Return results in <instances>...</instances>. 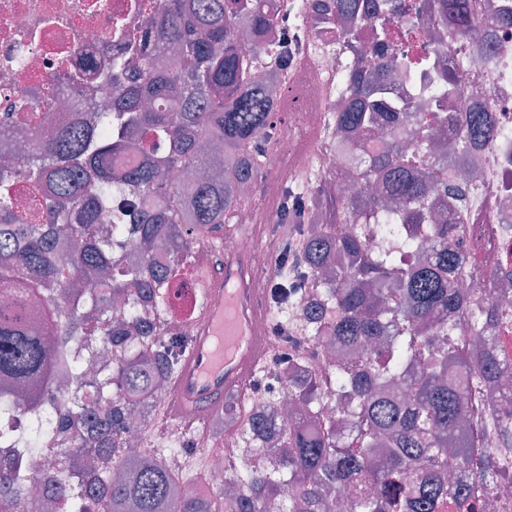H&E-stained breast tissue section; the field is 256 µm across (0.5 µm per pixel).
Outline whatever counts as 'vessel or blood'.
<instances>
[{
  "instance_id": "vessel-or-blood-1",
  "label": "vessel or blood",
  "mask_w": 512,
  "mask_h": 512,
  "mask_svg": "<svg viewBox=\"0 0 512 512\" xmlns=\"http://www.w3.org/2000/svg\"><path fill=\"white\" fill-rule=\"evenodd\" d=\"M252 265L232 246L220 252V268L204 291L184 360L171 380L165 416L184 426L236 400L243 382L255 381L271 342L254 324L269 310L267 298L244 285Z\"/></svg>"
}]
</instances>
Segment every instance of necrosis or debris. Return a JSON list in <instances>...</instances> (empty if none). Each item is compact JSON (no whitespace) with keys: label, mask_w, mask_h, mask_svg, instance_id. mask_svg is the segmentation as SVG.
<instances>
[{"label":"necrosis or debris","mask_w":512,"mask_h":512,"mask_svg":"<svg viewBox=\"0 0 512 512\" xmlns=\"http://www.w3.org/2000/svg\"><path fill=\"white\" fill-rule=\"evenodd\" d=\"M162 0H0V150L21 145L23 122L30 110L33 89L52 92L58 99L54 115L71 117L81 112L92 119L112 100V87L97 81L86 88L67 84L64 77L79 66L78 49L93 53L100 64H108L124 47L126 34H141L146 21ZM416 0H403L394 37L373 46L347 48L334 28L320 23L314 0H274L280 17L288 24V41L262 45L255 53L258 82L273 87L277 108L270 137L264 145L269 159L261 180L244 198L236 213L237 224L248 226L277 223L289 192L308 198L309 180L319 175L346 191L356 186L345 171L344 161L327 149L324 134L330 114L336 109V87L362 53L407 64L406 77L392 82L386 97L402 102L422 119L446 110L443 69L426 59L427 51L439 50L445 67L454 72L465 93L466 104L486 112L492 138L456 158L446 171L454 178L462 170L471 175L469 195L453 217L462 223V271L460 279L471 296L491 295L495 317L488 340H476L467 328L469 314H454L463 331L456 341L471 355L494 353L501 379L492 392L480 395L485 426L493 436L482 439L499 470L497 478L480 486L478 512H512V434L502 429L512 417V0H468L469 30L442 22L425 30L414 10ZM234 247L252 255L255 276L252 287L271 301L272 317L256 321L257 330L280 327V351L264 369L271 389L253 387L241 391L232 410L245 417L261 410L278 424L289 421L288 381L283 378L285 359L301 356L322 368L328 362L326 342L307 334L302 299L276 290V247L260 248L257 238L241 236ZM202 283L197 274L175 278L172 304L181 319L164 325L162 338L176 346L187 335V324L195 312ZM214 422H206L202 434L187 436L182 430L166 433V448H198L205 465L196 489L211 493L224 485L228 453H241V439L230 448L206 447Z\"/></svg>","instance_id":"1"}]
</instances>
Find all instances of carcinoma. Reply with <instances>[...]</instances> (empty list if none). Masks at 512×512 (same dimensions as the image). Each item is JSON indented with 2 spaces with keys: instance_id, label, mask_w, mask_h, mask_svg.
<instances>
[{
  "instance_id": "cac0c4a2",
  "label": "carcinoma",
  "mask_w": 512,
  "mask_h": 512,
  "mask_svg": "<svg viewBox=\"0 0 512 512\" xmlns=\"http://www.w3.org/2000/svg\"><path fill=\"white\" fill-rule=\"evenodd\" d=\"M468 0H437L436 11L467 24ZM330 21L347 46L367 25L390 35L394 0L379 9L359 0H331ZM278 17L271 0H165L148 17L141 39L112 59L104 78L116 89L112 107L92 123H64L38 135L27 152L0 162V185L21 175L43 188L46 223H22L11 196L0 195V413L28 415V440L59 448L32 476L57 487L39 508L55 512H264V500L281 498L284 512H333L329 495L355 489L354 512H436L454 501L476 505L473 483L481 473L478 438L463 425L464 409L495 378L492 357L474 361L450 338L460 333L448 318L469 305L456 287L459 231L424 211L433 195L462 203L468 187L435 180L430 173L473 143L492 137L486 114L456 112L462 99L448 80V111L436 123L460 126L446 156L419 131L409 151L397 139L408 113L390 109L384 96L397 64L380 61L381 77L356 67L339 90L332 115V149L357 138L362 153L351 164L368 184L396 200L381 209L373 197H346L320 186L311 202L327 224L296 262L312 278L316 295L306 306L310 335L327 338L356 361L337 358L324 374L299 369L288 392L303 411L281 429L262 414L243 424L256 446L273 445L261 463L247 456L228 464L238 498L208 499L178 491L175 467L150 451L126 448L122 435L133 418L147 423L156 380L169 379L180 359L151 341L156 321L173 315L168 287L206 236L224 228L242 204L244 184L261 177L257 140L276 105L253 77L254 50L273 41ZM81 67L67 75L80 84L96 62L78 50ZM163 171L183 180L166 185ZM381 223L371 235H336L337 224ZM283 223L302 224V208L288 198ZM141 240L143 252H121L120 234ZM426 253L407 267L398 250ZM45 305L35 311L29 299ZM112 345L115 358L88 374L96 356L93 336ZM387 344V355L379 353ZM413 381L406 399L385 388ZM83 390L70 405L47 406L48 386ZM335 388L355 419L318 418L324 390ZM94 418L88 435L58 445L57 428ZM19 461L0 467V512H30Z\"/></svg>"
}]
</instances>
